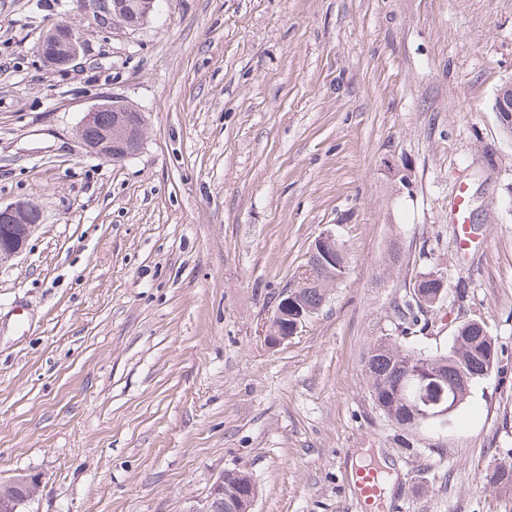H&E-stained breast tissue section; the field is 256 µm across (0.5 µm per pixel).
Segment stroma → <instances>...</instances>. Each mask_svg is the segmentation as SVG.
I'll list each match as a JSON object with an SVG mask.
<instances>
[{
    "label": "stroma",
    "instance_id": "stroma-1",
    "mask_svg": "<svg viewBox=\"0 0 512 512\" xmlns=\"http://www.w3.org/2000/svg\"><path fill=\"white\" fill-rule=\"evenodd\" d=\"M61 21L84 43L66 68L38 52ZM511 78L512 0H160L136 32L83 0H0V204L43 214L0 265V478L40 477L25 512H189L230 470L254 512H512L482 480L512 458V137L493 110ZM112 96L146 117L118 163L76 137ZM329 230L344 277L269 346ZM432 270L447 296L402 345L446 348L476 319L497 358L446 423L408 430L361 357ZM378 466L371 504L357 477ZM284 312H285L284 306L280 307L277 305L273 318L270 320L269 324H267L265 327L264 339L267 342V344L272 347L280 346V345L284 344L286 341H288V339H290L292 336H295L297 334L298 330L300 329V327L312 315L311 314L309 316L303 317L302 310L300 309L299 314L297 316H295V318H294L295 320L293 322L287 324V328H286L285 334L283 336H270L271 335L270 327H271L272 323L274 321L278 320L279 318H281L283 316Z\"/></svg>",
    "mask_w": 512,
    "mask_h": 512
}]
</instances>
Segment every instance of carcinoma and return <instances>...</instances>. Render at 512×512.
<instances>
[{
	"label": "carcinoma",
	"instance_id": "carcinoma-1",
	"mask_svg": "<svg viewBox=\"0 0 512 512\" xmlns=\"http://www.w3.org/2000/svg\"><path fill=\"white\" fill-rule=\"evenodd\" d=\"M112 129V141L122 149L128 144L125 139V127L117 120V113L107 109L100 112L99 123L84 131L85 138L93 141L98 138L102 129ZM346 267L324 266L315 255H310L304 273L306 278H299L297 284L288 289V314H293L301 306L309 310H317L325 299V288L332 281L341 279ZM393 313L399 319L403 330L410 327H428L427 311L409 301L393 304ZM493 344L484 323H477L469 334L454 339L447 349L426 355L409 349L390 335L380 336L370 343L363 356V367L374 405L380 412H392L394 423L406 429L423 426L415 420L414 411L409 401L415 386L408 378V372L420 365H427L435 370L445 382L455 387L459 402H464L469 386L461 384L462 378L473 382L485 376V372L493 367L495 358L489 355V346ZM224 509L234 512L250 487V480L240 471L225 474ZM486 484L505 490L512 489V463L499 464L483 475Z\"/></svg>",
	"mask_w": 512,
	"mask_h": 512
}]
</instances>
